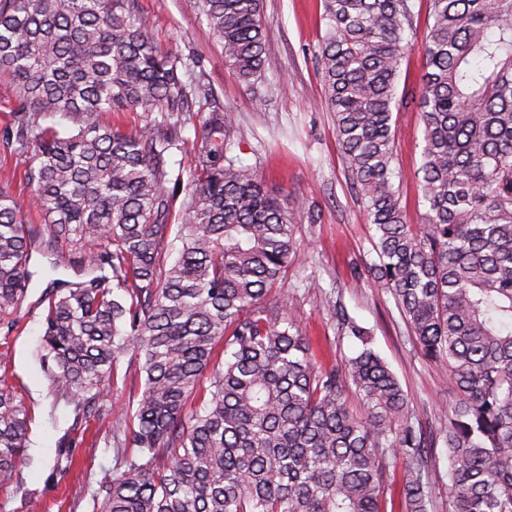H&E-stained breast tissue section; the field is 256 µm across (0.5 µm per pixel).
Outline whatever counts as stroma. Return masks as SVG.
Segmentation results:
<instances>
[{
	"instance_id": "1",
	"label": "stroma",
	"mask_w": 512,
	"mask_h": 512,
	"mask_svg": "<svg viewBox=\"0 0 512 512\" xmlns=\"http://www.w3.org/2000/svg\"><path fill=\"white\" fill-rule=\"evenodd\" d=\"M155 44L179 57V75L188 86H206L194 99L181 142L169 154L173 173L189 179L199 142L196 134L215 112L234 118L230 154L256 169L267 189L288 201L295 223L296 260L268 304L297 323L310 337L320 361L343 366L358 350L342 328V315L373 333V348L397 376L418 413V423L434 444L428 450V512H453L448 498L450 463L443 443L448 408L455 395L439 365L427 359L411 336L393 296L368 274L376 259L374 228L348 177L336 140L333 112L322 106L324 89L317 54L325 34L323 0H262L261 21L270 69L255 85L241 82L226 63L224 47L200 8L189 0H134ZM428 0H414L413 45L404 54L399 90L417 93L425 70L420 44L428 23ZM18 93L0 74V188H8L21 208L30 189L23 172L29 152L12 142L24 121ZM394 166L406 221L421 223L426 211L414 177L422 161V121L416 106L394 115ZM83 257L68 250L33 253L32 279L13 327L0 324V368H6L29 410V464L20 484L0 490V512H90L88 489L125 466L115 442L96 423L86 422L81 401L56 392L39 361V337L46 314L45 294L54 279L80 281ZM331 294L341 314L321 307ZM144 377L136 357H120L112 389L101 405L109 420L134 412Z\"/></svg>"
}]
</instances>
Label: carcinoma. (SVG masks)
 Returning a JSON list of instances; mask_svg holds the SVG:
<instances>
[{
  "instance_id": "carcinoma-1",
  "label": "carcinoma",
  "mask_w": 512,
  "mask_h": 512,
  "mask_svg": "<svg viewBox=\"0 0 512 512\" xmlns=\"http://www.w3.org/2000/svg\"><path fill=\"white\" fill-rule=\"evenodd\" d=\"M261 0H202L238 78L269 69ZM414 103L426 213L406 223L393 114L412 0H324L325 106L374 226L375 277L456 401L443 439L454 512H512V0H429ZM0 73L18 88L17 131L37 242L0 189V322L14 324L32 252L84 254L86 279L48 297L40 361L58 392L87 407L131 351L144 373L126 470L91 492L92 512H384L403 467L402 512H428L416 409L370 332L342 368L318 364L299 327L264 304L295 259L288 208L256 170L227 156L233 119H206L166 265L174 194L167 152L190 97L133 0H0ZM158 112L134 135L99 112ZM55 112L77 132L39 125ZM363 403L350 411L345 393ZM29 412L0 384V488L19 483Z\"/></svg>"
}]
</instances>
